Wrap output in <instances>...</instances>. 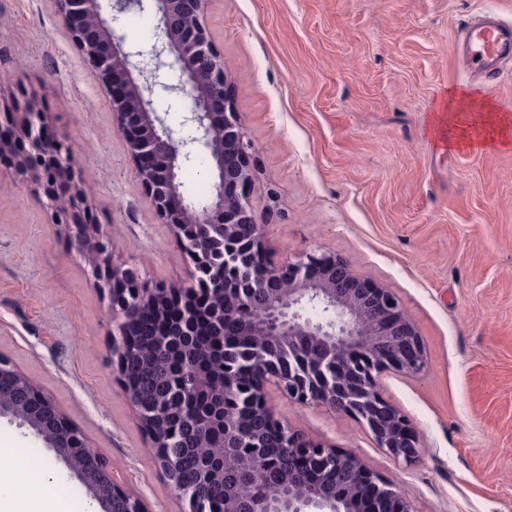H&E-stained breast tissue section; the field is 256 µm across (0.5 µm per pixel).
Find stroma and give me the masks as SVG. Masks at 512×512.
Wrapping results in <instances>:
<instances>
[{
    "label": "stroma",
    "mask_w": 512,
    "mask_h": 512,
    "mask_svg": "<svg viewBox=\"0 0 512 512\" xmlns=\"http://www.w3.org/2000/svg\"><path fill=\"white\" fill-rule=\"evenodd\" d=\"M512 0H207L229 94L254 148L266 234L286 258L347 259L401 302L427 358L382 378L420 456L394 463L357 420L274 398L278 418L355 454L412 512H512V144L439 145L437 112L479 92L456 63L457 29ZM36 101L63 140L116 258L174 283L187 259L136 178L109 98L58 23L54 0H0V127ZM275 199H268L267 190ZM112 311L34 184L0 158V353L13 360L150 512H187L112 372ZM0 448L37 451L49 483L0 489L34 507L98 512L79 480L24 429Z\"/></svg>",
    "instance_id": "stroma-1"
}]
</instances>
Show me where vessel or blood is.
I'll return each mask as SVG.
<instances>
[{
  "instance_id": "b4317fda",
  "label": "vessel or blood",
  "mask_w": 512,
  "mask_h": 512,
  "mask_svg": "<svg viewBox=\"0 0 512 512\" xmlns=\"http://www.w3.org/2000/svg\"><path fill=\"white\" fill-rule=\"evenodd\" d=\"M456 59L460 68L496 86L503 63L512 59V24L492 12L473 17L459 34Z\"/></svg>"
}]
</instances>
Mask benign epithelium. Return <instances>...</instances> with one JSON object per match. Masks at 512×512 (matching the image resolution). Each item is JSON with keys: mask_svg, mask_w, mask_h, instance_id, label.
<instances>
[{"mask_svg": "<svg viewBox=\"0 0 512 512\" xmlns=\"http://www.w3.org/2000/svg\"><path fill=\"white\" fill-rule=\"evenodd\" d=\"M206 0H56L61 25L85 61L98 73L126 141L136 177L192 269L184 281L150 286L137 273L115 262L100 225L90 217L73 182L72 165L62 158L63 144L52 137L30 107L8 131H0V156L29 142L34 153H16V165L43 188L42 205L68 227L73 247L85 254L112 309V361L127 399L136 409L152 448H179L188 438L205 440L210 428L188 411L174 412L160 398L146 410L126 381L130 347L127 336L137 326L143 336L162 334L160 352L173 350L180 360L172 377L158 389L180 402L201 389L199 364L205 351L195 341L196 311L182 308L178 325L156 331L153 315L173 295L201 291L224 295L214 312L217 336L255 338L251 362L260 373L251 382L249 408L238 407L241 384L224 368V388L215 393L224 413L225 457L255 484L265 481L270 461L254 450L243 419L260 416L277 430L278 447L288 451V489L278 499H255L240 507L232 495L225 512H410L405 495L369 470L355 455L314 441L284 424L267 400V387L306 406H323L356 418L377 445L398 463L413 464L420 453L415 431L383 396L386 372L416 376L426 358L419 336L398 299L376 283L355 276L349 261L320 250H305L286 263L274 260L264 234L265 220L253 198L251 142L228 95L224 58L204 22ZM148 9L157 22V39L134 47L118 35L116 16ZM187 102L179 125H169L153 106L150 81ZM196 145L210 162L211 192L205 204H192L182 191L180 171L194 156L182 151ZM260 257L264 273L249 274ZM27 428L51 449L84 487L101 512H149L143 500L112 478V470L92 451L83 432L24 374L13 397L0 400V418ZM188 512H205L201 491L176 477L177 457L155 459ZM331 467L334 489L312 478L313 466Z\"/></svg>", "mask_w": 512, "mask_h": 512, "instance_id": "benign-epithelium-1", "label": "benign epithelium"}]
</instances>
